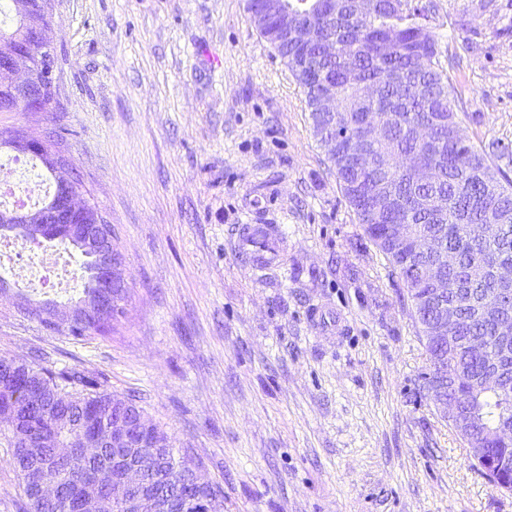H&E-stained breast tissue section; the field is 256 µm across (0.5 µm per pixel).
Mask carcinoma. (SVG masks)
I'll return each instance as SVG.
<instances>
[{
  "instance_id": "1",
  "label": "carcinoma",
  "mask_w": 512,
  "mask_h": 512,
  "mask_svg": "<svg viewBox=\"0 0 512 512\" xmlns=\"http://www.w3.org/2000/svg\"><path fill=\"white\" fill-rule=\"evenodd\" d=\"M324 5L328 21L315 30L304 50L286 40L273 49L303 89L314 136L336 140V154L329 156L336 182L367 235L405 281L421 326L433 321L435 311L415 266L439 259L444 250L455 252L456 264L443 270V276L448 279V300L458 303L459 318L448 328V343L432 352L452 362L447 396L465 405L471 435L480 438L491 459L502 465L499 477L512 487V438L501 431L512 427V341L499 334L501 323L512 322V291H503L494 274L496 266L512 265V178L494 169L486 153L462 137L460 100L434 37L419 23L425 8L371 0L369 18L361 21L349 0H336L334 5L326 0ZM20 29L15 19L0 27V57L22 46L17 41ZM327 38L336 39L334 59L320 53ZM320 76L335 88L334 116L318 111ZM418 85L423 92L416 96L412 88ZM370 112L382 114L383 136L366 167L348 158L347 146ZM390 153L414 157L418 165L434 171L433 179L423 181L412 170L384 165ZM376 182L387 189L391 208L373 203L370 189ZM391 224L406 225L412 238L430 243V251L399 248L387 234ZM127 298L125 288L110 319L47 329L66 331L75 339L105 336L124 314ZM469 336L485 337L489 353L497 356L498 387L481 388L489 360L462 349ZM0 364L19 372L39 395L23 419L0 416V437L21 478L26 512H74V504L82 499L98 502L103 512H123V490L101 477L112 473V448L106 439L112 410L117 408L147 423L157 447L143 453L157 472L172 467L188 472L198 466L189 453L173 447L134 399L100 389L94 377L8 356H0ZM80 437L101 446L100 454L57 456L55 443ZM37 461L55 466L61 499L36 496ZM200 507L204 512H224V489L212 483L191 492L183 482L157 499L154 512H198Z\"/></svg>"
}]
</instances>
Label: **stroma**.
<instances>
[{
  "label": "stroma",
  "instance_id": "1",
  "mask_svg": "<svg viewBox=\"0 0 512 512\" xmlns=\"http://www.w3.org/2000/svg\"><path fill=\"white\" fill-rule=\"evenodd\" d=\"M464 137L512 145V0H422ZM57 95L0 112L54 137L112 224L132 296L111 336L48 333L0 297V355L136 396L224 489V512H512L422 389L408 288L367 237L302 88L245 0H50ZM245 224L276 226L256 266ZM65 287L82 258L55 243Z\"/></svg>",
  "mask_w": 512,
  "mask_h": 512
}]
</instances>
